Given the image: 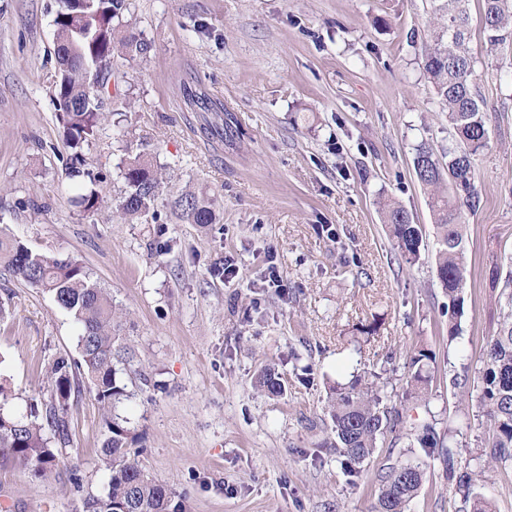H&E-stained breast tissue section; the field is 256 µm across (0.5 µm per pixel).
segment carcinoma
<instances>
[{
    "mask_svg": "<svg viewBox=\"0 0 512 512\" xmlns=\"http://www.w3.org/2000/svg\"><path fill=\"white\" fill-rule=\"evenodd\" d=\"M437 23L431 29V44L423 53V74L448 112L451 140L444 159L432 148L417 146L413 167L420 184L434 189L429 197L439 248L435 257L436 276L448 297V336L458 331L464 313L467 285L465 253V210L476 202V158L486 147L488 130L483 101L476 91L478 60L470 46L469 0H432ZM128 0H60L54 24L58 74L53 89L57 119L71 149L65 170L72 179L86 181L76 206L87 214L102 206L94 185L100 173L88 168L86 152L102 120V108L109 95L112 57L118 52L132 60L149 56L152 45L128 29L124 21ZM482 25L491 49L512 48V0H482ZM124 190L117 209L131 219L151 216L161 186V175L145 155L138 154L122 166ZM178 218L186 224L216 223L217 197L206 190L185 193L173 202ZM393 248L402 261L414 264L421 258L422 226L403 207L388 203L383 210ZM0 266L26 284L53 297L80 327L79 358L59 355L46 376V399L16 416L6 409L8 395L0 387V459H17L44 476L56 466V454L46 431L60 442L68 440L71 398L87 382L103 413L109 416L110 436L101 449L110 471L107 490L84 500L83 512H176L172 492L149 478L129 448V431L115 408L129 397L126 384L117 377L116 365L125 361L131 347L121 336L122 323L112 294L93 280V273L77 260H62L37 253L24 243L0 236ZM490 287L508 307L500 329L488 338L482 356L479 404L489 430L487 447L491 460L512 461V274L501 277L495 271ZM433 353L413 349L408 363V387L402 402L427 399L431 386ZM375 372L356 374L346 384L329 388L328 409L333 447L343 457L348 484L356 485L361 467L386 435L402 432L408 448L443 461L454 495L468 512H494L492 504L475 492L484 470L470 469V461L458 460L434 425L413 422L405 425L394 406L383 404ZM259 386L268 394L283 393L278 372L265 369ZM424 470L419 462H397L379 475L376 512H405L418 496Z\"/></svg>",
    "mask_w": 512,
    "mask_h": 512,
    "instance_id": "carcinoma-1",
    "label": "carcinoma"
}]
</instances>
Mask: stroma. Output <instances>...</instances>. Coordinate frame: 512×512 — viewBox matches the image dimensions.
Wrapping results in <instances>:
<instances>
[{
	"label": "stroma",
	"mask_w": 512,
	"mask_h": 512,
	"mask_svg": "<svg viewBox=\"0 0 512 512\" xmlns=\"http://www.w3.org/2000/svg\"><path fill=\"white\" fill-rule=\"evenodd\" d=\"M128 20L151 43L143 60L115 56L109 91L127 100L89 151L100 172L99 214L80 211L70 150L56 118L57 0H0V229L30 249L85 263L125 311L135 358L120 377L124 420L150 477L181 512H373L378 476L402 460L386 437L348 485L328 447L334 382L387 367L395 405L416 346L435 357L428 409L460 456L479 453L481 358L506 309L489 286L512 268V51L491 50L482 2L470 0V47L484 65L488 144L466 214L464 315L448 337L435 276L438 248L413 157L448 145V115L422 70L430 0H129ZM192 82L242 125L211 130L213 113L186 108ZM147 144L167 168L160 223L115 209L119 165ZM219 198L220 221L185 224L170 203L185 191ZM401 204L423 227L418 265L401 262L379 203ZM170 250H163V243ZM276 264L279 283L268 278ZM233 265L229 277L214 267ZM0 386L15 413L40 399L51 360L77 356L78 328L52 296L0 267ZM378 321L370 336L358 325ZM275 368L282 396L258 388ZM69 441L44 477L0 462V512H82L105 491L108 436L89 386L68 417ZM80 491H73L70 474ZM440 462L427 461L409 512H459Z\"/></svg>",
	"instance_id": "obj_1"
}]
</instances>
